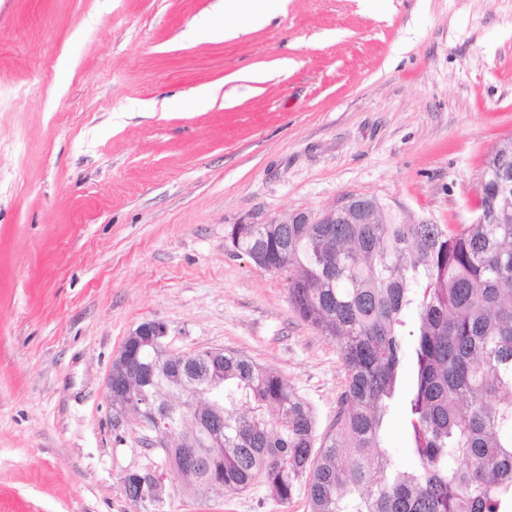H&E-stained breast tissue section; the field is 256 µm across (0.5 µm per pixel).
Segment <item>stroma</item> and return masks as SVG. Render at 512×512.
I'll list each match as a JSON object with an SVG mask.
<instances>
[{
    "label": "stroma",
    "instance_id": "stroma-1",
    "mask_svg": "<svg viewBox=\"0 0 512 512\" xmlns=\"http://www.w3.org/2000/svg\"><path fill=\"white\" fill-rule=\"evenodd\" d=\"M217 2L0 0V512H147L121 482L146 433L105 398L144 321L278 372L325 435L340 352L231 225L349 195L468 224L512 135V0H284L244 30ZM166 483L165 512H307Z\"/></svg>",
    "mask_w": 512,
    "mask_h": 512
}]
</instances>
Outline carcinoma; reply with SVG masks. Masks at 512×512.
I'll return each instance as SVG.
<instances>
[{"instance_id":"cac0c4a2","label":"carcinoma","mask_w":512,"mask_h":512,"mask_svg":"<svg viewBox=\"0 0 512 512\" xmlns=\"http://www.w3.org/2000/svg\"><path fill=\"white\" fill-rule=\"evenodd\" d=\"M234 224L233 251L262 249L288 273L298 315L334 343L346 382L331 430L316 442L306 401L277 372L224 352V446L201 421H180L199 461L165 448L199 493L263 485L308 512H512V223ZM173 397L194 392L185 368L206 353L157 359ZM405 418L409 462L387 447L390 413Z\"/></svg>"}]
</instances>
